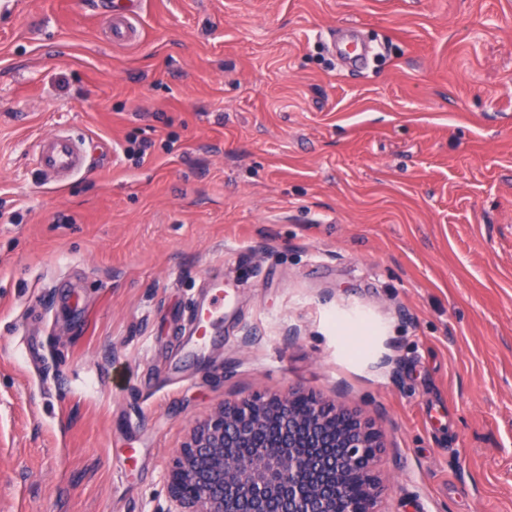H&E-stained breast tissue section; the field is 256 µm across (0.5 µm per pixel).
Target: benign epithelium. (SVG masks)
<instances>
[{
  "label": "benign epithelium",
  "mask_w": 512,
  "mask_h": 512,
  "mask_svg": "<svg viewBox=\"0 0 512 512\" xmlns=\"http://www.w3.org/2000/svg\"><path fill=\"white\" fill-rule=\"evenodd\" d=\"M385 448L371 415L312 391L226 400L174 453L162 512H382Z\"/></svg>",
  "instance_id": "obj_1"
}]
</instances>
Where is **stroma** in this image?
<instances>
[{
	"mask_svg": "<svg viewBox=\"0 0 512 512\" xmlns=\"http://www.w3.org/2000/svg\"><path fill=\"white\" fill-rule=\"evenodd\" d=\"M141 2L0 0V512H161L294 388L375 418L384 512H512V0ZM133 21V17L128 15L124 9H115L109 23L113 41L125 42L133 40L137 34V27L133 24ZM339 34V39L336 41L335 37L333 41V49L353 70H355L364 62L366 47L355 38V30L352 28L341 27ZM34 156L46 180L55 183L80 173L86 161L83 141L65 131L39 139Z\"/></svg>",
	"mask_w": 512,
	"mask_h": 512,
	"instance_id": "35a3bbf8",
	"label": "stroma"
}]
</instances>
